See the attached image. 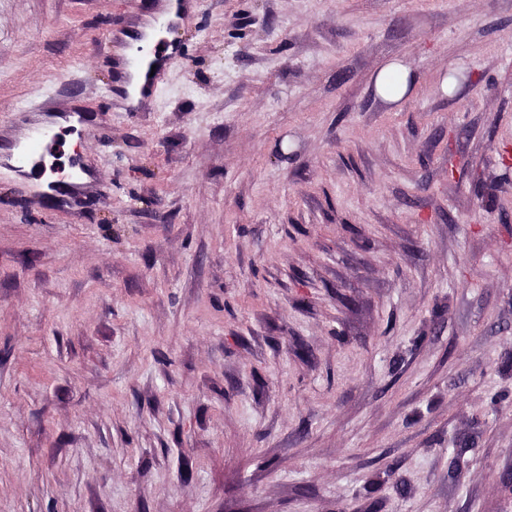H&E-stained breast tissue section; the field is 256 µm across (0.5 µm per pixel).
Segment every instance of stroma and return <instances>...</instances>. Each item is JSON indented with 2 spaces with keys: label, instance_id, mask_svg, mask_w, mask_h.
<instances>
[{
  "label": "stroma",
  "instance_id": "1",
  "mask_svg": "<svg viewBox=\"0 0 512 512\" xmlns=\"http://www.w3.org/2000/svg\"><path fill=\"white\" fill-rule=\"evenodd\" d=\"M153 8L0 0L106 186L0 173V512H512V0H200L129 112ZM181 53V42L176 39L156 43L152 48L142 49L139 54L127 57L123 64L130 76L143 79L139 84L134 79L130 91H125L126 99L141 96V100L149 95L161 72L170 66ZM152 65H156L154 75H151ZM409 71L403 63L392 61L383 66L375 78V87L377 93L384 99L398 101L402 99L408 90ZM392 82L399 84L396 92L390 91L389 86Z\"/></svg>",
  "mask_w": 512,
  "mask_h": 512
}]
</instances>
